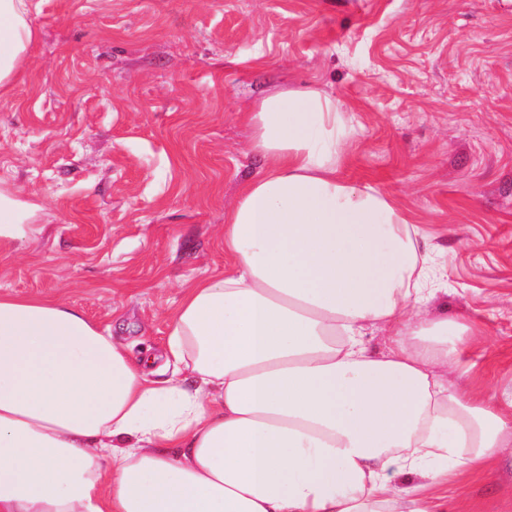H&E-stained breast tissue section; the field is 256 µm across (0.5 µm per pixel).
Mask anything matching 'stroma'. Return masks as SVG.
I'll return each instance as SVG.
<instances>
[{"label":"stroma","mask_w":512,"mask_h":512,"mask_svg":"<svg viewBox=\"0 0 512 512\" xmlns=\"http://www.w3.org/2000/svg\"><path fill=\"white\" fill-rule=\"evenodd\" d=\"M0 98V187L39 206L0 291L44 294L165 352L184 282L228 269L218 228L258 169L238 114L317 87L352 135L339 174L410 215L472 321L450 381L512 387V0H33ZM435 512H512V457L461 466Z\"/></svg>","instance_id":"stroma-1"}]
</instances>
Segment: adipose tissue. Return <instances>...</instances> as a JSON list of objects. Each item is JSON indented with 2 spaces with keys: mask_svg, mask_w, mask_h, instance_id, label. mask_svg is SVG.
I'll list each match as a JSON object with an SVG mask.
<instances>
[{
  "mask_svg": "<svg viewBox=\"0 0 512 512\" xmlns=\"http://www.w3.org/2000/svg\"><path fill=\"white\" fill-rule=\"evenodd\" d=\"M30 7L0 0V96ZM241 119L259 169L224 206L230 269L183 285L165 379L77 307L0 291V512H434L449 463L512 450V388L444 376L478 331L426 313L418 226L338 176L335 98L274 91ZM36 210L0 189V250Z\"/></svg>",
  "mask_w": 512,
  "mask_h": 512,
  "instance_id": "obj_1",
  "label": "adipose tissue"
}]
</instances>
